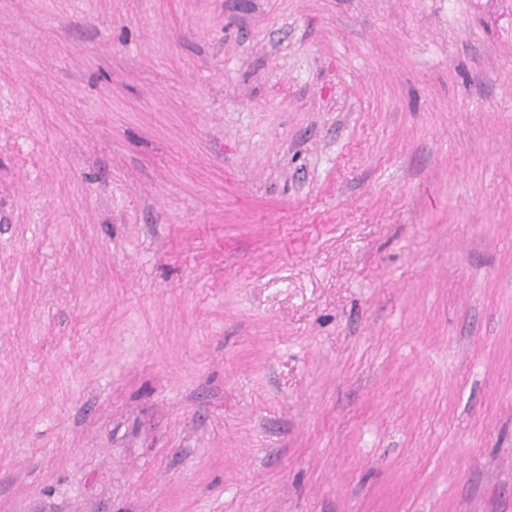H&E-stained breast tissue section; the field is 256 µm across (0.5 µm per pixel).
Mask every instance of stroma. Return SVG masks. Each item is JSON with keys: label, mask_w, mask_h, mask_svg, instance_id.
<instances>
[{"label": "stroma", "mask_w": 512, "mask_h": 512, "mask_svg": "<svg viewBox=\"0 0 512 512\" xmlns=\"http://www.w3.org/2000/svg\"><path fill=\"white\" fill-rule=\"evenodd\" d=\"M0 512H512V0H0Z\"/></svg>", "instance_id": "35a3bbf8"}]
</instances>
